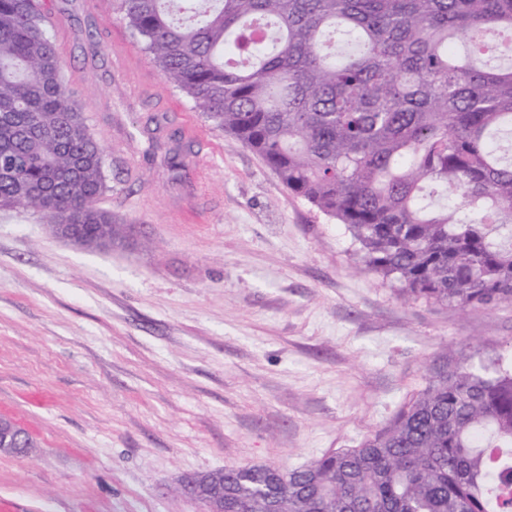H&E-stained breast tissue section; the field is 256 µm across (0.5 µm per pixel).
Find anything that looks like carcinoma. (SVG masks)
Segmentation results:
<instances>
[{"mask_svg":"<svg viewBox=\"0 0 512 512\" xmlns=\"http://www.w3.org/2000/svg\"><path fill=\"white\" fill-rule=\"evenodd\" d=\"M43 0H0V206L95 249L104 151ZM164 80L343 224L365 270L463 314L512 305V0H121ZM182 180L183 154L163 158ZM224 512H512V367L433 372L354 448L224 469Z\"/></svg>","mask_w":512,"mask_h":512,"instance_id":"cac0c4a2","label":"carcinoma"}]
</instances>
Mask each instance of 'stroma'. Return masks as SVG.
I'll return each mask as SVG.
<instances>
[{
    "label": "stroma",
    "instance_id": "35a3bbf8",
    "mask_svg": "<svg viewBox=\"0 0 512 512\" xmlns=\"http://www.w3.org/2000/svg\"><path fill=\"white\" fill-rule=\"evenodd\" d=\"M47 8L128 232L90 250L0 208V415L35 442L0 452V512H205L186 476L291 471L384 426L434 365L512 361V307L408 302L363 270L345 225L163 80L118 0ZM153 140L191 145L185 181Z\"/></svg>",
    "mask_w": 512,
    "mask_h": 512
}]
</instances>
